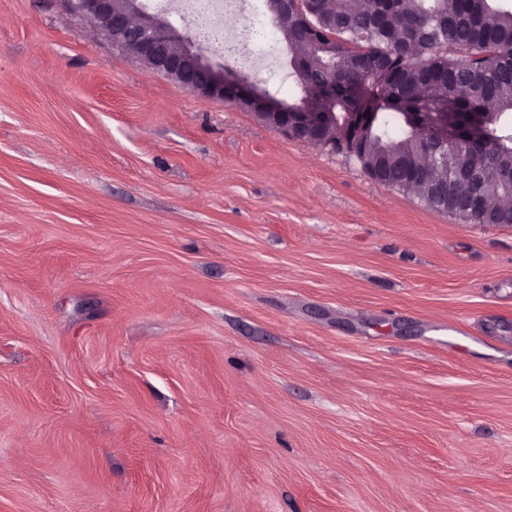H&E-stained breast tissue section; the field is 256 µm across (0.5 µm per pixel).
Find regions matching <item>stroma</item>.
Instances as JSON below:
<instances>
[{
    "label": "stroma",
    "instance_id": "stroma-1",
    "mask_svg": "<svg viewBox=\"0 0 512 512\" xmlns=\"http://www.w3.org/2000/svg\"><path fill=\"white\" fill-rule=\"evenodd\" d=\"M0 512H512V224L0 0Z\"/></svg>",
    "mask_w": 512,
    "mask_h": 512
}]
</instances>
